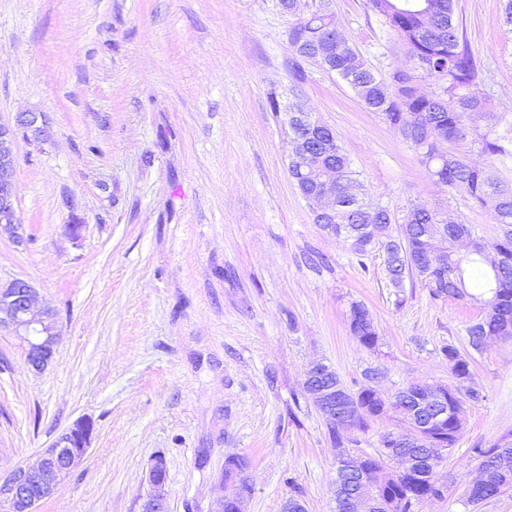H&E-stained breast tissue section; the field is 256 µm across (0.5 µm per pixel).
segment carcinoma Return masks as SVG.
Returning <instances> with one entry per match:
<instances>
[{"label":"carcinoma","instance_id":"cac0c4a2","mask_svg":"<svg viewBox=\"0 0 512 512\" xmlns=\"http://www.w3.org/2000/svg\"><path fill=\"white\" fill-rule=\"evenodd\" d=\"M371 10L409 48L414 57L426 62L431 79L429 90L418 91L406 83L403 73L395 71L391 82L385 83L371 69L367 60L347 39L335 33L330 13L288 14V38L295 46L293 77L296 83L305 81L302 63L312 60L310 49L328 42L336 55V71L353 90L364 106L381 115L384 122L409 142L425 139L459 141L475 133L474 143L481 152L494 157L512 158V123L499 131L490 127L478 132V122L487 117L488 99L478 83V68L460 31L455 0H370ZM421 163L436 178V182L461 192L464 198L486 210L499 225L500 234L487 241L501 256L499 266L484 267V257L475 253L459 254L448 250V270L436 274L424 263L430 245L428 225L441 223L437 211L418 206L398 218L380 205L366 201L365 186L351 160L341 147L328 155L324 167L314 173L297 177L295 168L288 172L295 183L313 184L330 170H336V207L331 220L321 228H336L351 234V248L358 258L368 256L377 248L384 254L386 278L395 288L405 281L419 282L435 299L464 300L479 310V317L466 327L468 342L478 347L479 336L488 333L512 339V180L501 176L495 167L472 164L460 153L420 157ZM448 242L476 229L450 212L447 222ZM350 331L367 347L377 345L378 336L366 307L355 303L351 307ZM450 370L455 377L468 372L470 359L453 346L443 348ZM357 413L348 428L366 429L368 422L405 413L415 399H400L388 410L384 398L369 388L355 392ZM463 429V419L456 416L453 403H448V417L442 426L425 430L426 441H442L452 448ZM442 495L437 480L422 483L412 476H391L380 488V497L391 512H411L413 504L431 496Z\"/></svg>","mask_w":512,"mask_h":512}]
</instances>
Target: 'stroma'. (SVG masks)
<instances>
[{
  "label": "stroma",
  "mask_w": 512,
  "mask_h": 512,
  "mask_svg": "<svg viewBox=\"0 0 512 512\" xmlns=\"http://www.w3.org/2000/svg\"><path fill=\"white\" fill-rule=\"evenodd\" d=\"M505 0H458L490 111L512 119ZM339 28L382 77L428 79L369 0H331ZM289 20L274 0H0V121L45 113L50 136L18 140L20 237L0 231V282L28 281L59 328L36 372L0 329V476L36 465L77 420L83 462L38 512H142L155 457L169 512H219L227 457L249 462L247 512H335L336 453H376L388 418L333 440L303 389L308 366L356 390L454 384L442 354L470 355L482 399L437 470L443 498L414 512H512V488L472 509L478 451L512 444V339L470 350L469 305L397 290L375 250L358 260L313 220L288 173L270 98L331 127L367 195L393 213L421 203L499 229L436 184L410 144L338 76L304 65L295 83ZM80 226L71 238V222ZM364 304L375 348L350 331Z\"/></svg>",
  "instance_id": "stroma-1"
}]
</instances>
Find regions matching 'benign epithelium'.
<instances>
[{"label": "benign epithelium", "mask_w": 512, "mask_h": 512, "mask_svg": "<svg viewBox=\"0 0 512 512\" xmlns=\"http://www.w3.org/2000/svg\"><path fill=\"white\" fill-rule=\"evenodd\" d=\"M49 136V126L43 114L39 112H21L17 114L14 125L0 123V225L18 234L22 229L15 194V143L17 138L43 140ZM313 211L322 215L336 201V179L324 181L315 191L305 195ZM35 288L27 281L13 280L0 285V328L11 330L20 340L25 350L27 363L37 372L45 370L54 360L58 330L55 315L49 311L36 313ZM328 368L321 362L309 366L305 372L304 390L323 418L340 426L350 422L348 415H336V402L345 403L346 410L356 407L355 397L336 386L322 385V375ZM453 392L460 406H465L469 394L476 391L473 375L468 374L456 379V384L448 387L443 384L423 386V392L416 398L420 409L437 407L448 402V392ZM425 425L418 424L412 415L398 420V431L389 433L386 439V454L398 462L396 472L414 473L422 479L429 477V466L442 462L448 454L446 448H429L423 455L410 454L404 446L423 439ZM93 423L81 419L62 433L53 445L45 449L40 464L35 468L19 467L5 478H0V499L9 503V512H37L43 501L54 496L57 488L70 472L85 457L93 434ZM356 469L358 489L352 493L344 492V480L341 474ZM166 461L156 457L149 470L151 493L143 505L142 512H168L166 486ZM385 472L368 470L362 467L358 459L346 451L336 457L335 499L343 503L348 512H382L386 505L378 495ZM234 492L226 498L233 504L234 512H246L251 497L247 486L249 477L241 475L230 480Z\"/></svg>", "instance_id": "benign-epithelium-1"}]
</instances>
